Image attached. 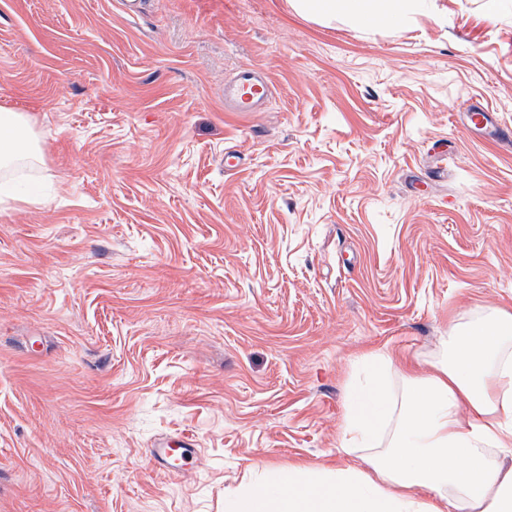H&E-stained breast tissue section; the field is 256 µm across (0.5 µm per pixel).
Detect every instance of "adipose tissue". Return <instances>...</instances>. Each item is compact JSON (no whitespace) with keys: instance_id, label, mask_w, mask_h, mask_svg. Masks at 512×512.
Returning a JSON list of instances; mask_svg holds the SVG:
<instances>
[{"instance_id":"obj_1","label":"adipose tissue","mask_w":512,"mask_h":512,"mask_svg":"<svg viewBox=\"0 0 512 512\" xmlns=\"http://www.w3.org/2000/svg\"><path fill=\"white\" fill-rule=\"evenodd\" d=\"M416 0H295L327 19L396 24ZM25 113L0 111V170L36 160ZM447 354L418 360L376 348L351 380L339 452L364 467L254 465L224 512H512V312L450 322Z\"/></svg>"}]
</instances>
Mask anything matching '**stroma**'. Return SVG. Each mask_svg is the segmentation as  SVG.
Returning a JSON list of instances; mask_svg holds the SVG:
<instances>
[{
    "mask_svg": "<svg viewBox=\"0 0 512 512\" xmlns=\"http://www.w3.org/2000/svg\"><path fill=\"white\" fill-rule=\"evenodd\" d=\"M134 6L0 0L42 150L0 175V512H224L251 464L336 454L365 351L512 310V146L467 123L512 127V0ZM248 67L269 102L225 111ZM296 10L327 19L365 24H396L412 12L416 0H295ZM380 2H387L381 4ZM192 445L182 438L176 440L164 438L156 442L154 448L149 449V453L151 460L159 467L185 471L193 458V449L190 448ZM176 449L177 456H175Z\"/></svg>",
    "mask_w": 512,
    "mask_h": 512,
    "instance_id": "1",
    "label": "stroma"
}]
</instances>
